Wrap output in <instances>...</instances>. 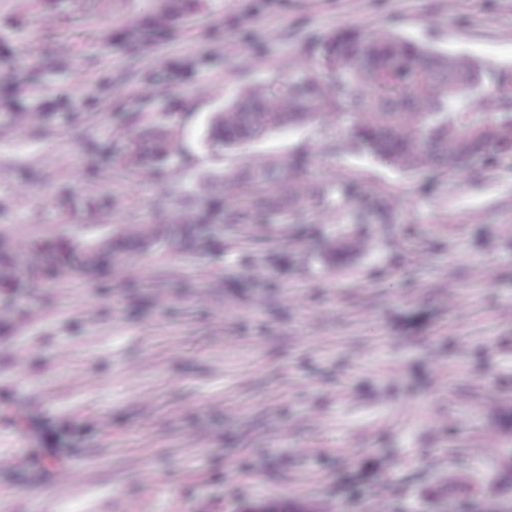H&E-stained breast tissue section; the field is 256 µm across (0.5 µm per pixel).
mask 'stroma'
<instances>
[{
  "label": "stroma",
  "instance_id": "stroma-1",
  "mask_svg": "<svg viewBox=\"0 0 512 512\" xmlns=\"http://www.w3.org/2000/svg\"><path fill=\"white\" fill-rule=\"evenodd\" d=\"M0 0V413L96 470L134 512H512V152L450 175L320 145L314 122L237 150L213 118L288 76L339 28L394 24L512 69V0ZM174 145L121 158L140 127ZM332 194L247 229L185 205L235 203L229 173L300 147ZM386 224H354L373 195ZM102 275L30 282L22 248L104 243ZM35 470H0V512H42Z\"/></svg>",
  "mask_w": 512,
  "mask_h": 512
}]
</instances>
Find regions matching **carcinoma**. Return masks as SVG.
Segmentation results:
<instances>
[{
    "label": "carcinoma",
    "instance_id": "1",
    "mask_svg": "<svg viewBox=\"0 0 512 512\" xmlns=\"http://www.w3.org/2000/svg\"><path fill=\"white\" fill-rule=\"evenodd\" d=\"M320 118L346 123V134L321 151L361 153L406 172L454 173L512 151V70L470 56L448 55L392 27L339 30L309 52L288 79L247 85L217 113L210 144L225 151L274 131ZM166 129L150 126L130 140L126 166L137 167L171 150ZM309 150L286 161L268 158L229 175L245 208L224 206L227 224H252L260 211L295 215L326 199L330 186L302 181ZM390 197L376 195L370 211L390 216ZM112 245L56 248L27 245L24 270L32 281L51 271L92 270Z\"/></svg>",
    "mask_w": 512,
    "mask_h": 512
}]
</instances>
